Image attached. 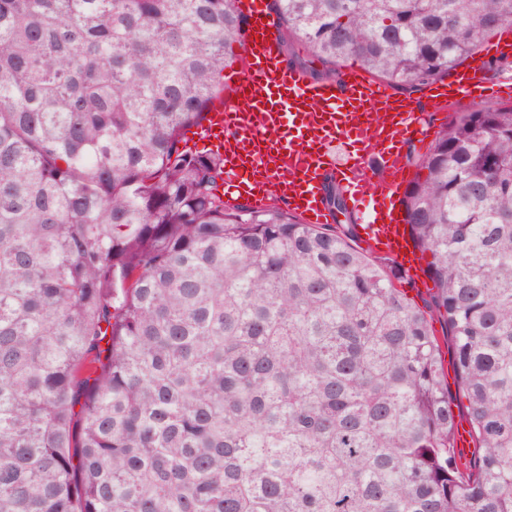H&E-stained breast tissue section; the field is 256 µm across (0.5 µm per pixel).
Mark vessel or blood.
I'll list each match as a JSON object with an SVG mask.
<instances>
[{"mask_svg": "<svg viewBox=\"0 0 512 512\" xmlns=\"http://www.w3.org/2000/svg\"><path fill=\"white\" fill-rule=\"evenodd\" d=\"M240 2L248 18L245 75L232 99L216 102L204 123L184 130L187 148L219 154L226 187L237 197L260 205L277 194L308 224L329 223L321 185L338 177L362 240L416 271L420 257L397 202L406 182L400 150L429 135L421 113L354 69L338 83L306 82L283 67L265 0ZM499 95L478 64L435 81L429 93L445 105L464 99L490 105Z\"/></svg>", "mask_w": 512, "mask_h": 512, "instance_id": "1", "label": "vessel or blood"}]
</instances>
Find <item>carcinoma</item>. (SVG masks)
<instances>
[{
    "instance_id": "carcinoma-1",
    "label": "carcinoma",
    "mask_w": 512,
    "mask_h": 512,
    "mask_svg": "<svg viewBox=\"0 0 512 512\" xmlns=\"http://www.w3.org/2000/svg\"><path fill=\"white\" fill-rule=\"evenodd\" d=\"M237 2L0 0V512H512V107L455 113L405 193L422 309L354 225L227 205L182 145ZM271 12L288 67L411 88L512 30V0Z\"/></svg>"
}]
</instances>
